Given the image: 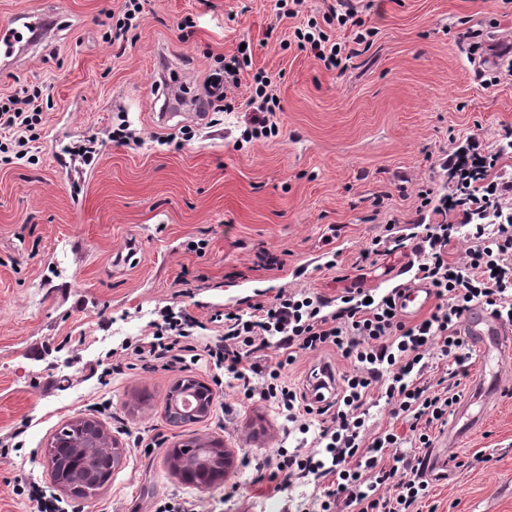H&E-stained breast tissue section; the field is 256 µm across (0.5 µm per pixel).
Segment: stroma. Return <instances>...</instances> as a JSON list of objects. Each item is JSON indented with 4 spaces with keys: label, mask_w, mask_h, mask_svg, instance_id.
I'll use <instances>...</instances> for the list:
<instances>
[{
    "label": "stroma",
    "mask_w": 512,
    "mask_h": 512,
    "mask_svg": "<svg viewBox=\"0 0 512 512\" xmlns=\"http://www.w3.org/2000/svg\"><path fill=\"white\" fill-rule=\"evenodd\" d=\"M123 3L0 0V24L27 10L58 19L0 74V96L36 89L42 110L36 164H0V435L21 444L0 459V512H28L13 486L50 484L45 450L76 416L98 420L123 455L95 499L69 500L74 512H151L167 494L203 512H301L312 485L270 498L253 483L296 443L274 409L228 387L207 419L172 426L171 386L203 370L125 369L103 384L90 368L166 305L186 306L212 336L215 312L283 288L333 299L411 279L406 254L364 268L360 252L377 236L420 234L417 193L444 184L452 137L512 131V80L484 86L460 40L512 35V0H375L363 13L372 44L342 72L291 44L294 23L321 18L326 0H304L294 21L277 19L275 0H143L139 28L113 41ZM244 43L275 79L279 135L247 141L242 114L213 108L193 139L161 144L180 129L157 120L168 97L204 100L218 58ZM125 120L139 142L113 140ZM267 254L281 268L265 267ZM192 438L222 439L251 465L209 488L186 484L167 451ZM448 456L426 507L512 512V356L483 424Z\"/></svg>",
    "instance_id": "35a3bbf8"
}]
</instances>
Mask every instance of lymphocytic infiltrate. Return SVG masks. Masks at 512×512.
<instances>
[{
    "mask_svg": "<svg viewBox=\"0 0 512 512\" xmlns=\"http://www.w3.org/2000/svg\"><path fill=\"white\" fill-rule=\"evenodd\" d=\"M333 23L353 27L352 41L333 39L326 30ZM293 34L298 50L330 69L357 56L373 31L353 0H336L322 19H308ZM250 65L249 56L236 55L215 69L206 83L210 102H226ZM251 75V136H277L273 79L264 72ZM35 100L32 94L1 97L0 131H34L41 121ZM511 154V136L489 144L468 135L456 140L440 165L452 190L437 197L420 191L423 205L442 218L424 225L411 247L417 277L436 299L428 316L406 319L398 288L372 295L347 291L335 303L284 288L249 310L214 314L224 330L204 343L194 334L198 320L186 308L166 306L149 330L123 341V365L166 370L201 361L215 386L236 385L241 400L275 409L301 435L294 447L280 449L276 469L288 480L313 485L310 512H422L429 483L405 449L431 447L433 428L447 425L462 396L459 377L469 353L461 319L481 305L512 323V177L496 170ZM459 239L467 248L461 258L449 259L448 246ZM329 351L353 368L342 375L332 402L316 407L289 384L285 371L302 354ZM437 359L446 370L434 379ZM379 405L386 406L391 421L368 432L370 410ZM385 485L392 488L386 495L380 492Z\"/></svg>",
    "mask_w": 512,
    "mask_h": 512,
    "instance_id": "lymphocytic-infiltrate-1",
    "label": "lymphocytic infiltrate"
}]
</instances>
